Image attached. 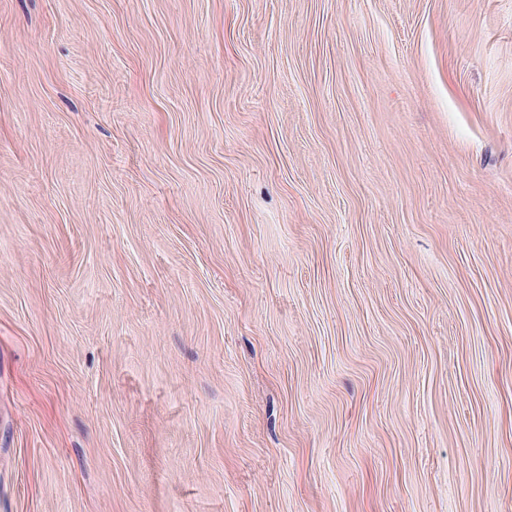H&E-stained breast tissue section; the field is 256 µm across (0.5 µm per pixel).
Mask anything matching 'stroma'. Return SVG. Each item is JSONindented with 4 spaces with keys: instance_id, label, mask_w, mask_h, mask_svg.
<instances>
[{
    "instance_id": "1",
    "label": "stroma",
    "mask_w": 512,
    "mask_h": 512,
    "mask_svg": "<svg viewBox=\"0 0 512 512\" xmlns=\"http://www.w3.org/2000/svg\"><path fill=\"white\" fill-rule=\"evenodd\" d=\"M0 512H512V0H0Z\"/></svg>"
}]
</instances>
